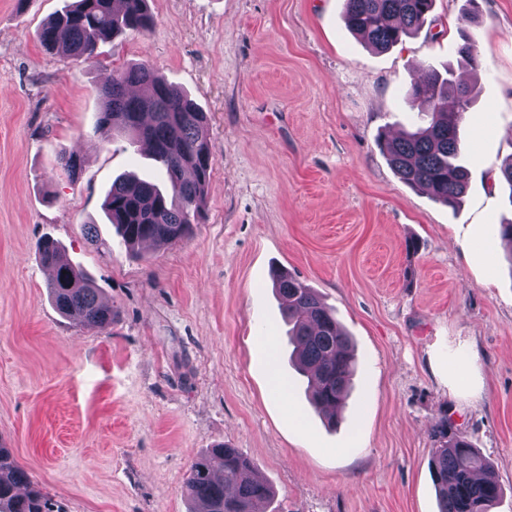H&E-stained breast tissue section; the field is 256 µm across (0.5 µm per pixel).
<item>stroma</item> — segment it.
Instances as JSON below:
<instances>
[{"instance_id": "1", "label": "stroma", "mask_w": 512, "mask_h": 512, "mask_svg": "<svg viewBox=\"0 0 512 512\" xmlns=\"http://www.w3.org/2000/svg\"><path fill=\"white\" fill-rule=\"evenodd\" d=\"M67 0H0V446L61 512H188L209 448H238L273 485L266 512H438L433 430L469 438L512 512V0H481L478 69L458 66L467 0L375 52L344 0H149L155 25L91 60L45 49ZM146 63L207 115L212 172L184 241L129 249L103 204L113 180H159L146 152L94 131L99 87ZM470 75L458 210L405 185L378 150L427 118L425 65ZM84 157L78 179L59 158ZM60 242L111 305L109 333L65 318L38 247ZM417 240L418 251L406 248ZM284 268L333 308L356 350L335 424L288 363L272 288ZM287 394H270L271 371Z\"/></svg>"}]
</instances>
